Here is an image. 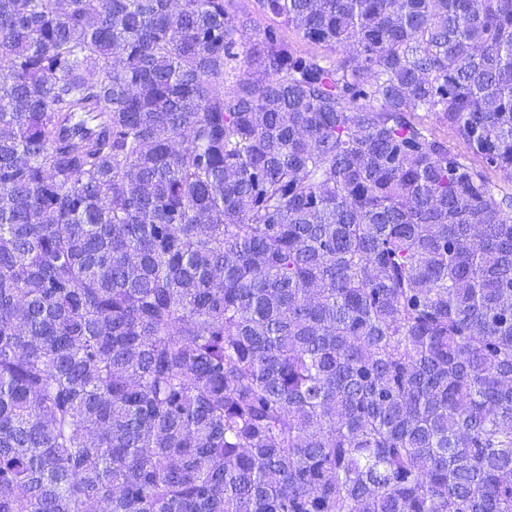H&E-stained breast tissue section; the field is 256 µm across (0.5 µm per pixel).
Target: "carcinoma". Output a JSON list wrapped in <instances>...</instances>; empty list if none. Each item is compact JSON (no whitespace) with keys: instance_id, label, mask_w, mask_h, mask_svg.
<instances>
[{"instance_id":"obj_1","label":"carcinoma","mask_w":512,"mask_h":512,"mask_svg":"<svg viewBox=\"0 0 512 512\" xmlns=\"http://www.w3.org/2000/svg\"><path fill=\"white\" fill-rule=\"evenodd\" d=\"M257 4L0 0V512H512V0ZM238 10L248 13L252 17V25L245 34L246 40H254L261 37L263 30L272 23L269 17L263 16L256 11L255 0H236Z\"/></svg>"}]
</instances>
